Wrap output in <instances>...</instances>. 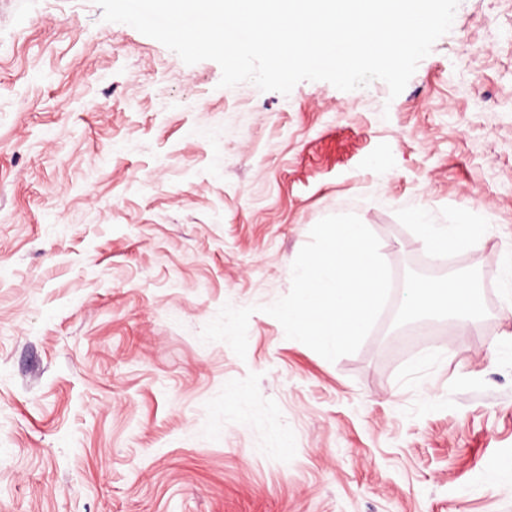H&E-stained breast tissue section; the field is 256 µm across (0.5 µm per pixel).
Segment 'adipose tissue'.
<instances>
[{
  "label": "adipose tissue",
  "mask_w": 512,
  "mask_h": 512,
  "mask_svg": "<svg viewBox=\"0 0 512 512\" xmlns=\"http://www.w3.org/2000/svg\"><path fill=\"white\" fill-rule=\"evenodd\" d=\"M411 308L427 316L469 318L475 311L472 286L464 279L424 282L413 288Z\"/></svg>",
  "instance_id": "ef3b65f1"
}]
</instances>
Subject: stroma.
<instances>
[{
	"label": "stroma",
	"instance_id": "1",
	"mask_svg": "<svg viewBox=\"0 0 512 512\" xmlns=\"http://www.w3.org/2000/svg\"><path fill=\"white\" fill-rule=\"evenodd\" d=\"M220 79L93 0H0V512H512V0H460L394 98ZM420 209L473 225L453 267ZM347 212L392 288L330 362L262 308ZM452 270L472 325L410 315ZM227 303L242 359L200 339Z\"/></svg>",
	"mask_w": 512,
	"mask_h": 512
}]
</instances>
